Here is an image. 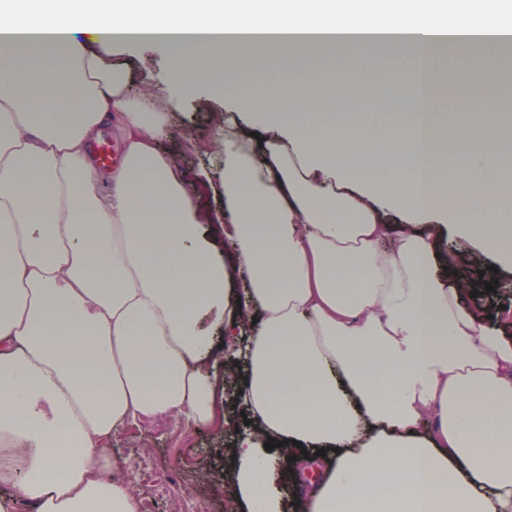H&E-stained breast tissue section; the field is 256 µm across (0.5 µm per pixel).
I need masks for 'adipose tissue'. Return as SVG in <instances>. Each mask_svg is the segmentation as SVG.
Wrapping results in <instances>:
<instances>
[{"instance_id":"obj_1","label":"adipose tissue","mask_w":512,"mask_h":512,"mask_svg":"<svg viewBox=\"0 0 512 512\" xmlns=\"http://www.w3.org/2000/svg\"><path fill=\"white\" fill-rule=\"evenodd\" d=\"M341 2L0 0V512H142L112 436L158 416L221 427L217 341L245 326L247 512H281L290 458L321 472L302 512H512V341L441 272L473 247L512 268L507 143L482 113L446 138L436 111L442 42L480 51L499 95L512 0ZM140 43L171 68L136 96L104 52ZM335 53L409 56L406 122L337 123L379 104L369 66L254 86L259 62ZM227 84L268 136L212 116L223 162L199 177L224 195L219 246L159 143L179 99ZM107 126L123 161L105 171ZM449 146L469 152L459 168ZM449 224L463 245L446 255Z\"/></svg>"}]
</instances>
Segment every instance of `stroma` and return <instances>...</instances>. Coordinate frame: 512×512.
<instances>
[{
  "label": "stroma",
  "mask_w": 512,
  "mask_h": 512,
  "mask_svg": "<svg viewBox=\"0 0 512 512\" xmlns=\"http://www.w3.org/2000/svg\"><path fill=\"white\" fill-rule=\"evenodd\" d=\"M110 57L127 67L136 88L148 79L161 80L168 66L165 52L151 43L114 46ZM236 99L234 87L216 91L203 85L182 100L160 147L175 156L188 178H195L202 169L204 146L215 139L211 113L235 111ZM439 110L450 121L474 112L512 120V96H458L442 100ZM492 263L490 256L474 250L467 264L455 268L454 275L469 281L475 291L474 296L466 297L467 305L479 306L504 321L512 316V271L493 269ZM489 282L494 285L490 291L485 288ZM237 394L236 384H223L219 400L231 426L221 432L204 426L192 428L167 417L131 422L119 429L112 440L113 452L127 464L131 483L143 496V512H176L183 501L188 504L187 512H226L232 506L234 487L225 475L231 469L230 452L238 432L245 427Z\"/></svg>",
  "instance_id": "obj_1"
}]
</instances>
